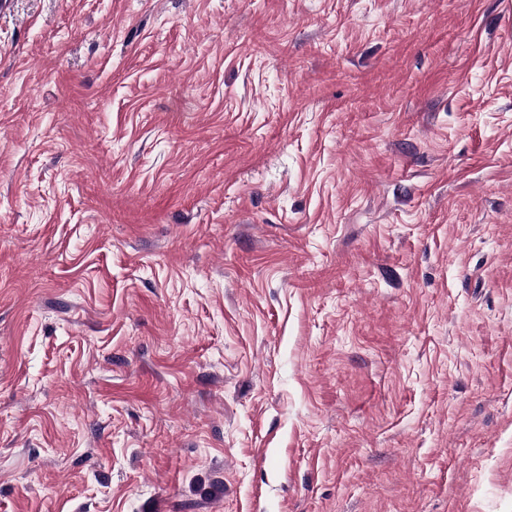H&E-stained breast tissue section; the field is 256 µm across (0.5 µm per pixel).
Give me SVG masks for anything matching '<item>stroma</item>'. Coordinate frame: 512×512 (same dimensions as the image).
I'll return each instance as SVG.
<instances>
[{
  "instance_id": "obj_1",
  "label": "stroma",
  "mask_w": 512,
  "mask_h": 512,
  "mask_svg": "<svg viewBox=\"0 0 512 512\" xmlns=\"http://www.w3.org/2000/svg\"><path fill=\"white\" fill-rule=\"evenodd\" d=\"M0 512H512V0H6Z\"/></svg>"
}]
</instances>
